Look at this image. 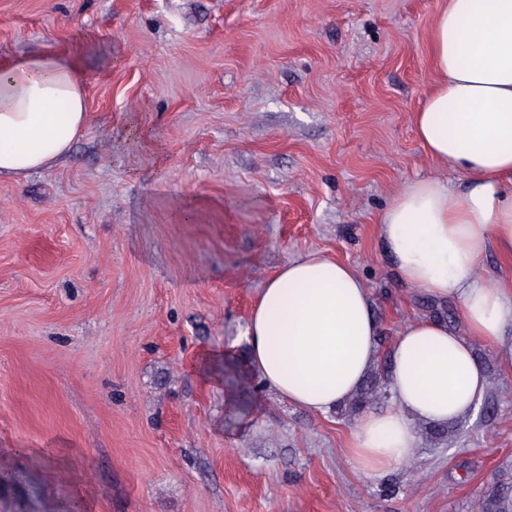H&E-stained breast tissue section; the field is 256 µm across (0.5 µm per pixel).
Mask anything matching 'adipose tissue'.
<instances>
[{
    "label": "adipose tissue",
    "instance_id": "adipose-tissue-1",
    "mask_svg": "<svg viewBox=\"0 0 512 512\" xmlns=\"http://www.w3.org/2000/svg\"><path fill=\"white\" fill-rule=\"evenodd\" d=\"M428 51L437 81L412 122L430 159L464 180L411 182L382 213L378 234L402 283L461 303L463 328L414 318L398 332L387 359L391 403L364 414L347 443L368 475L413 458L417 424L461 419L484 399L488 381L473 342L512 363V283L481 275L479 249L488 238L512 259V0H447ZM88 123L74 66L50 57L0 66V179L52 166ZM381 334L358 271L310 252L283 263L260 291L245 355L205 348L189 371L216 382L223 365L323 415L351 400L376 368Z\"/></svg>",
    "mask_w": 512,
    "mask_h": 512
}]
</instances>
